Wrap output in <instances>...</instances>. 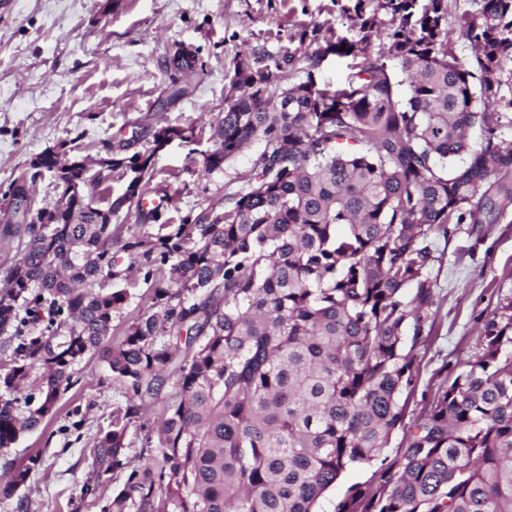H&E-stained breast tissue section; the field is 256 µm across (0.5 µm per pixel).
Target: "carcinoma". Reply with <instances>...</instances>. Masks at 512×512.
Listing matches in <instances>:
<instances>
[{"instance_id":"cac0c4a2","label":"carcinoma","mask_w":512,"mask_h":512,"mask_svg":"<svg viewBox=\"0 0 512 512\" xmlns=\"http://www.w3.org/2000/svg\"><path fill=\"white\" fill-rule=\"evenodd\" d=\"M349 19L350 39L304 26L296 46L236 62L202 165L263 149L192 219L142 206L155 145L125 157L118 141L93 175L86 157L36 156V174L83 204L23 225L0 286V450L56 413L90 354L126 397L91 449L96 484L124 468L135 399L167 396L143 466L101 512H315L377 458L336 512H512V315L486 322L482 354L409 426L400 404L434 326L431 233L496 224L512 206V142L498 135L512 127V0H478L453 27L448 0H356ZM456 34L474 50L465 62ZM329 52L352 59L334 91L316 82ZM124 208L168 232L122 238ZM123 265L153 282L154 303L113 346ZM398 429L399 454L382 457ZM29 473L12 468L0 496ZM379 461L373 464H359L348 469L341 475L336 485L329 489L318 501V512H335L337 503L344 497L347 489L354 484L365 483L377 467Z\"/></svg>"}]
</instances>
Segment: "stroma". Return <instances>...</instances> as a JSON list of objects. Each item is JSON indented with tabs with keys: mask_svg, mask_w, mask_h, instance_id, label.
I'll use <instances>...</instances> for the list:
<instances>
[{
	"mask_svg": "<svg viewBox=\"0 0 512 512\" xmlns=\"http://www.w3.org/2000/svg\"><path fill=\"white\" fill-rule=\"evenodd\" d=\"M355 0H0V228L11 220L9 188L30 172L32 159L65 145L90 159L105 156L113 136L143 151L150 129L172 123L203 132L190 144L172 143L155 157L148 195L171 197L173 222L224 198L226 183L249 169L262 150L254 142L224 170L203 174L214 143L205 128L224 109L225 89L242 45L278 54L301 26L333 25ZM194 53V70L180 76L186 95L172 97L168 66L176 51ZM431 275L438 310L428 342L414 350V387L404 392L406 417L451 383L482 352L480 330L512 304V211L498 224H460L450 236L432 234ZM126 304L113 315V343L149 311L153 289L140 276L116 279ZM79 381L63 394L57 413L0 452V480L12 466L37 457L20 497L1 499L0 512H100L99 496L120 488L115 472L101 495L90 450L123 397L100 357L84 359ZM164 397L147 400L125 440L129 469L143 462L144 439L163 414Z\"/></svg>",
	"mask_w": 512,
	"mask_h": 512,
	"instance_id": "obj_1",
	"label": "stroma"
}]
</instances>
